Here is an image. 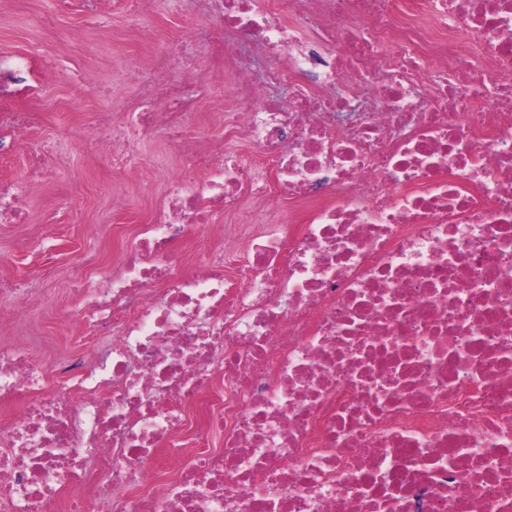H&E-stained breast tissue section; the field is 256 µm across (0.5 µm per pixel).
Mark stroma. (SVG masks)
<instances>
[{
	"label": "stroma",
	"mask_w": 512,
	"mask_h": 512,
	"mask_svg": "<svg viewBox=\"0 0 512 512\" xmlns=\"http://www.w3.org/2000/svg\"><path fill=\"white\" fill-rule=\"evenodd\" d=\"M45 17L55 22L50 53L58 77L38 83L32 95H19L14 104L21 110L38 108L30 148H50L54 176L30 185L27 223L0 231V281L16 288L15 293L0 296V306L29 298L40 303L39 314L14 323L10 334L24 340L36 361L49 369L72 354L85 334L77 321L60 323L58 308L79 303L77 273L87 254L98 255L95 275L111 274L132 244L131 238L113 237V225L151 219L176 174L188 170L194 178L206 176L204 169L192 168L186 156L145 138L128 158L138 175L127 179L110 158L96 151L95 134L82 121L98 106L116 114L133 109L139 98L137 85H115L111 97L101 100L80 88L75 78L87 70L105 78L129 61L149 66L170 37L205 23L206 17L188 14L180 0H161L135 19L114 0H100L90 9H73L62 0H0V56L31 51L45 36ZM225 109L219 101L199 103L201 151L252 156L248 143L225 140Z\"/></svg>",
	"instance_id": "35a3bbf8"
}]
</instances>
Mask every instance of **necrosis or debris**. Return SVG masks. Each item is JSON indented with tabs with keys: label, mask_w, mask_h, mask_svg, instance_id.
I'll use <instances>...</instances> for the list:
<instances>
[{
	"label": "necrosis or debris",
	"mask_w": 512,
	"mask_h": 512,
	"mask_svg": "<svg viewBox=\"0 0 512 512\" xmlns=\"http://www.w3.org/2000/svg\"><path fill=\"white\" fill-rule=\"evenodd\" d=\"M205 3L221 33L94 122L113 165L161 131L209 176L62 305L94 362L0 345V512H512V0ZM250 46L224 136L258 158L198 152V74ZM37 119L0 111V158Z\"/></svg>",
	"instance_id": "necrosis-or-debris-1"
}]
</instances>
